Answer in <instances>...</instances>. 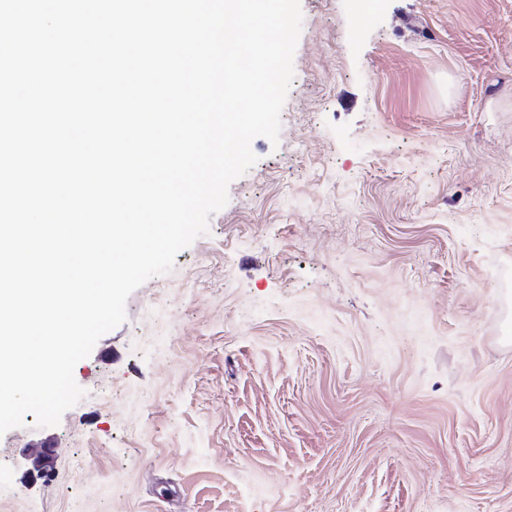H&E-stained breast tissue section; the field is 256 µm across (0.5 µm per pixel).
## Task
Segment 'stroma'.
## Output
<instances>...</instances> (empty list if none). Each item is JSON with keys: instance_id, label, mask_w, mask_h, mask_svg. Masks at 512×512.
Returning a JSON list of instances; mask_svg holds the SVG:
<instances>
[{"instance_id": "stroma-1", "label": "stroma", "mask_w": 512, "mask_h": 512, "mask_svg": "<svg viewBox=\"0 0 512 512\" xmlns=\"http://www.w3.org/2000/svg\"><path fill=\"white\" fill-rule=\"evenodd\" d=\"M300 6L278 144L0 435V512H512V0ZM28 469L25 476L28 479L42 478L50 474L53 468L52 449L48 447L33 455L27 457Z\"/></svg>"}]
</instances>
